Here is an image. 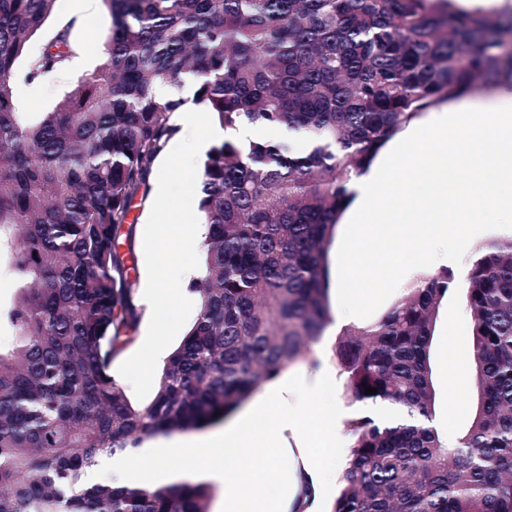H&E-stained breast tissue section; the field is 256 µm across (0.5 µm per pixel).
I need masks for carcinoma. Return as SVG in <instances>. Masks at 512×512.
I'll return each mask as SVG.
<instances>
[{
    "mask_svg": "<svg viewBox=\"0 0 512 512\" xmlns=\"http://www.w3.org/2000/svg\"><path fill=\"white\" fill-rule=\"evenodd\" d=\"M54 2L0 0V256L16 283L0 319L17 336L0 350V512H210L205 483L86 476L102 456L222 421L312 353L332 322L328 247L347 183L411 119L511 79L512 18L450 0H103L104 63L49 111L20 112L18 63L34 83L73 52L66 27L29 53ZM188 78L221 128L282 125L314 148L225 139L207 153L202 304L153 399L134 404L110 373L140 321L122 248L187 102L154 87ZM455 290L479 406L451 447L429 425V343ZM335 357L347 399L398 418L347 421L331 512H512V239L479 249L463 284L448 268L370 328L343 330Z\"/></svg>",
    "mask_w": 512,
    "mask_h": 512,
    "instance_id": "1",
    "label": "carcinoma"
}]
</instances>
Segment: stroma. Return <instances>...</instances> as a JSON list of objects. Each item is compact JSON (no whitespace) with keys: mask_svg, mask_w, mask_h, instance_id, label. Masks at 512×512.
Wrapping results in <instances>:
<instances>
[{"mask_svg":"<svg viewBox=\"0 0 512 512\" xmlns=\"http://www.w3.org/2000/svg\"><path fill=\"white\" fill-rule=\"evenodd\" d=\"M109 18L102 0H55L43 30L31 41V52H38L56 29L66 26L75 46L73 55L58 74L39 83L16 81L15 98L20 111H47L80 76L93 70L104 59L100 37ZM211 119L197 114L185 134L176 135L157 159L163 179L168 184L164 201H157L155 191H147L136 200L130 214L134 223L132 255L137 283H144L166 263L182 258L202 262L199 241L205 233L196 201L188 199L183 185L200 179L202 161L185 166L182 156L190 145L209 142ZM168 300L157 309L153 320L165 333L138 336L123 358L112 364L114 378L132 402H149L168 355L183 341L193 324L197 310L184 303L176 284L167 286ZM448 326V340L453 360L448 366V441H455L471 424L477 406L473 388V322L459 294L449 295L441 310Z\"/></svg>","mask_w":512,"mask_h":512,"instance_id":"stroma-1","label":"stroma"}]
</instances>
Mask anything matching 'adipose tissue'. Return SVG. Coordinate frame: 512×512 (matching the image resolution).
Returning <instances> with one entry per match:
<instances>
[{
    "label": "adipose tissue",
    "mask_w": 512,
    "mask_h": 512,
    "mask_svg": "<svg viewBox=\"0 0 512 512\" xmlns=\"http://www.w3.org/2000/svg\"><path fill=\"white\" fill-rule=\"evenodd\" d=\"M336 233L333 330L376 321L403 281L446 269L477 219L512 223V79L479 99L456 98L411 120L349 185ZM344 378L315 352L305 369L267 382L250 410L224 430L144 444L102 459L122 483L144 462L196 458L222 479L225 512H324L345 459L347 417L386 411L344 403Z\"/></svg>",
    "instance_id": "adipose-tissue-1"
}]
</instances>
